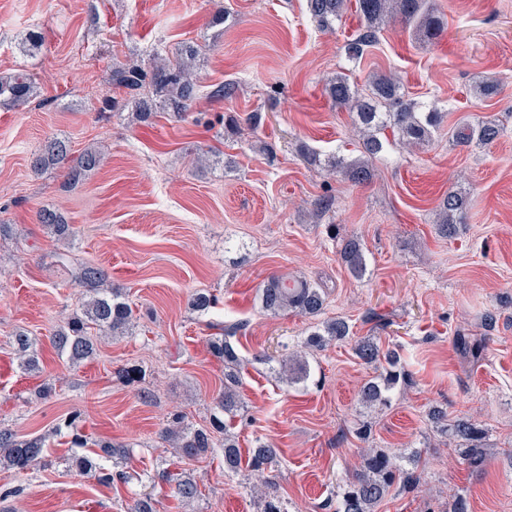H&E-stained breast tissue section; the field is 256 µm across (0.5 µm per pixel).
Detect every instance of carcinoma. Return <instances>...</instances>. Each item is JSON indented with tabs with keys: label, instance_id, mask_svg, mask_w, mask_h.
<instances>
[{
	"label": "carcinoma",
	"instance_id": "obj_1",
	"mask_svg": "<svg viewBox=\"0 0 512 512\" xmlns=\"http://www.w3.org/2000/svg\"><path fill=\"white\" fill-rule=\"evenodd\" d=\"M348 0H307L312 18L323 28L332 27L348 8ZM356 11L363 25L346 45L349 60L363 56L366 47L372 45L377 34L393 21H402L411 26L421 37L432 39L440 31V17L436 15L434 0H356ZM201 53L197 45L185 44L177 49L174 58L155 57L149 66H117L112 70V83L134 92L131 100L132 119L147 122L155 115L159 106L168 108L177 115L190 109L197 98L199 78L195 73V62ZM326 93L338 107H345L356 115V128L360 138L359 156L347 160L336 156L328 160V166L341 172L355 183H365L373 173V161L392 142L419 145L430 142L433 133L441 125L444 115L433 106H426L407 97L400 84L386 74H373L367 79L365 90H360L347 73L336 74L328 82ZM37 94L33 82L23 74L0 77V105L20 110ZM502 129L493 121L473 123L463 119L456 123L450 138L453 144L469 147L473 144L488 145L498 139ZM103 154L96 148L85 149L78 157L71 158L69 142L59 138L44 144L33 158L32 168L36 172L64 168L68 178L77 181L96 170ZM467 209V197L458 190L449 191L439 204L436 222L437 233L448 238L456 234L463 223ZM39 221L48 227L60 240L72 236V226L55 211L39 214ZM340 258L350 275L360 280L367 271V259L361 243L353 237L341 240ZM74 282L82 288L83 301L75 312L54 330L51 341L57 351L68 361L76 364L96 354L98 341L104 336H122L134 327V313L121 292L108 287V274L94 264L86 263L75 275ZM262 308L273 315L295 312L304 317L319 316L326 304L324 289L306 279L288 276H273L261 289ZM350 335V326L343 319H332L308 334L306 350L287 354L278 360V374L288 384L307 385L312 379L308 352L320 350L330 341H342ZM231 335L216 336L210 341V352L224 362V389L216 397L211 408L210 427L193 428L185 424V416L175 415L161 430L159 439L173 447L181 457L199 458L214 452L213 434L224 433V471L236 473L240 470L242 453L235 437L229 433V422L243 408L240 394L241 373L244 359L230 341ZM14 343L23 370L38 369L34 343L23 332L15 334ZM357 357L368 365L386 362V370L380 380L367 382L361 391L365 407L376 409L388 405L389 393L399 385L409 383V374L399 366L392 351L384 352L377 342L364 338L355 344ZM79 415L71 414L56 424L55 431L67 429L72 432L73 443L81 448L87 445L78 428ZM451 436L457 440L459 451L468 466L478 471L486 461L482 429L466 418L456 419L450 424ZM45 435L20 436L8 428H0V469L25 471L34 466L46 467ZM99 452L75 458L81 472L92 473L98 482L110 485L123 480L124 473L116 466L129 455L125 445L112 442L97 444ZM249 467L261 476L277 465L279 449L269 443H260L249 451ZM103 458L112 459V466L99 463ZM155 478L174 484V494L184 503L193 502L199 496L194 477L182 475L172 478L170 473L159 470ZM415 468H405L397 458L384 448H368L362 458L360 473L340 487L336 512H374L376 506L395 484L412 488L419 482ZM259 512H288L282 506L277 484L272 479L264 480V491L260 496Z\"/></svg>",
	"mask_w": 512,
	"mask_h": 512
}]
</instances>
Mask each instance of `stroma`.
I'll list each match as a JSON object with an SVG mask.
<instances>
[{"label":"stroma","mask_w":512,"mask_h":512,"mask_svg":"<svg viewBox=\"0 0 512 512\" xmlns=\"http://www.w3.org/2000/svg\"><path fill=\"white\" fill-rule=\"evenodd\" d=\"M436 5L444 27L435 39L393 22L352 62L345 46L356 18L319 28L306 0H0V74L26 73L37 84L24 110L0 107V224L12 229L0 241V427L49 434L52 459L0 470V492H12L0 507L128 512L145 490L156 512H256L249 467L228 474L222 455L183 459L159 439L172 414L207 423L224 386L209 340L236 323L232 342L247 365L234 432L241 448L260 440L280 448L273 477L289 512H323L360 469L364 447L418 459L419 484L392 488L377 512H453L460 494L471 512H512V0ZM221 8L225 20L213 24ZM32 31L41 45L27 51ZM184 41L202 48L191 109L129 123L113 67L172 55ZM344 68L360 86L373 73L394 76L407 96L445 114L433 144L388 146L363 185L322 166L356 155L349 110L324 93ZM483 80L498 81L496 96L473 94ZM226 82L235 95L212 97ZM112 98L121 107L109 108ZM252 112L257 130H234ZM463 118L494 120L503 133L488 146H454L448 131ZM53 137L76 154L101 147V166L73 185L60 169L33 172V154ZM306 148L319 163L302 157ZM452 189L465 192L467 218L446 239L435 230L436 210ZM322 197L332 205L321 212ZM44 209L66 217L70 241L39 223ZM349 236L366 252L360 280L339 257ZM83 263L106 270L138 320L131 335L102 339L94 359L73 365L50 336L76 307L73 280ZM277 275L323 285V319L351 326L349 339L314 352L315 381L305 388L255 360L302 350L310 331L305 317L262 309L259 290ZM198 290L217 299L209 314L189 304ZM20 330L38 350L41 373L19 366L12 340ZM368 336L397 351L412 377L372 414L360 390L377 371L354 353ZM460 336L484 344L481 359L461 351ZM126 366L142 368L144 379L120 380ZM45 379L55 385L46 399L36 392ZM436 407L485 429L481 472L431 421ZM73 412L88 440L128 446L126 481L104 486L75 468L69 436L51 432ZM365 423L371 433L363 440L357 429ZM162 468L193 473L199 498L182 504L156 480Z\"/></svg>","instance_id":"stroma-1"}]
</instances>
